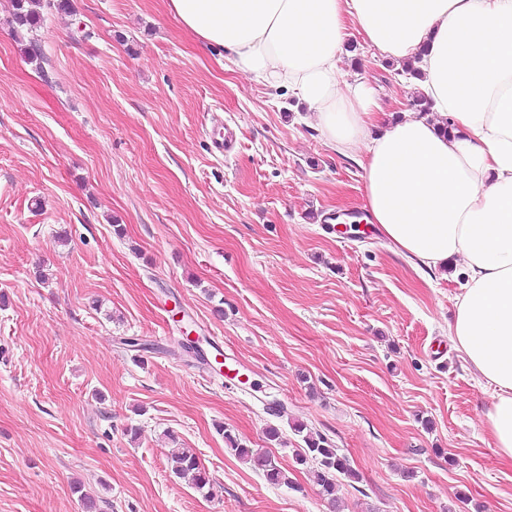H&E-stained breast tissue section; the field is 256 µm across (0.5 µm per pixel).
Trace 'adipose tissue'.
<instances>
[{
  "instance_id": "1",
  "label": "adipose tissue",
  "mask_w": 512,
  "mask_h": 512,
  "mask_svg": "<svg viewBox=\"0 0 512 512\" xmlns=\"http://www.w3.org/2000/svg\"><path fill=\"white\" fill-rule=\"evenodd\" d=\"M202 43L239 71L308 105L328 144L363 171L369 221L431 270L461 263L449 336L494 389L486 429L512 459V0H169ZM402 65L438 118L373 121L371 87L346 82L349 24Z\"/></svg>"
}]
</instances>
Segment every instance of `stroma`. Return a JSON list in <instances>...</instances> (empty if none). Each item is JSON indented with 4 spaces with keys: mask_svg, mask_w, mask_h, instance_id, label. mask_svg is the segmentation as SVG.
<instances>
[{
    "mask_svg": "<svg viewBox=\"0 0 512 512\" xmlns=\"http://www.w3.org/2000/svg\"><path fill=\"white\" fill-rule=\"evenodd\" d=\"M13 12L0 0V512H83L84 493L102 512H512L493 391L448 338L464 276L329 225L364 212L362 171L308 106L167 0L45 4L28 32ZM348 32L344 79L393 120L414 83ZM218 352L235 378L211 374ZM299 423L359 475L338 505L294 462ZM176 448L212 494L171 474ZM224 439L226 443L231 447L230 449L235 452L238 457L245 459L256 469L262 472L265 479L273 484H289L288 477L280 466L276 463L274 458L265 452L253 450L247 448L244 445L238 443L236 437L231 433H225Z\"/></svg>",
    "mask_w": 512,
    "mask_h": 512,
    "instance_id": "stroma-1",
    "label": "stroma"
}]
</instances>
